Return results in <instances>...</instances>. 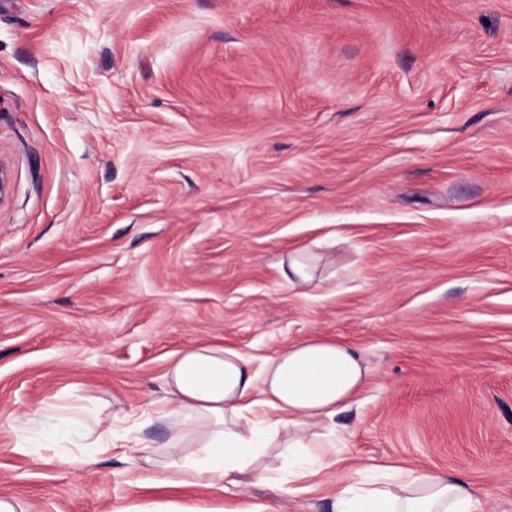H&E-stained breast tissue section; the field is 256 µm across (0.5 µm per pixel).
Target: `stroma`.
Listing matches in <instances>:
<instances>
[{
  "label": "stroma",
  "instance_id": "stroma-1",
  "mask_svg": "<svg viewBox=\"0 0 512 512\" xmlns=\"http://www.w3.org/2000/svg\"><path fill=\"white\" fill-rule=\"evenodd\" d=\"M0 162V497L336 512L395 465L512 512V0H0ZM315 336L368 369L315 473L137 484L174 353ZM288 267L293 279L292 285H307L314 277V258L308 249L294 251L288 256Z\"/></svg>",
  "mask_w": 512,
  "mask_h": 512
}]
</instances>
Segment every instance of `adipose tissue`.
Listing matches in <instances>:
<instances>
[{"label":"adipose tissue","instance_id":"ef3b65f1","mask_svg":"<svg viewBox=\"0 0 512 512\" xmlns=\"http://www.w3.org/2000/svg\"><path fill=\"white\" fill-rule=\"evenodd\" d=\"M360 356L346 344L316 337L277 351L260 370L236 350L202 344L169 360L163 405L166 446H143L142 481L215 485L253 471L266 456L289 470L326 447L321 428L365 384ZM473 485L454 475L395 471L390 479L336 487V512H479Z\"/></svg>","mask_w":512,"mask_h":512}]
</instances>
